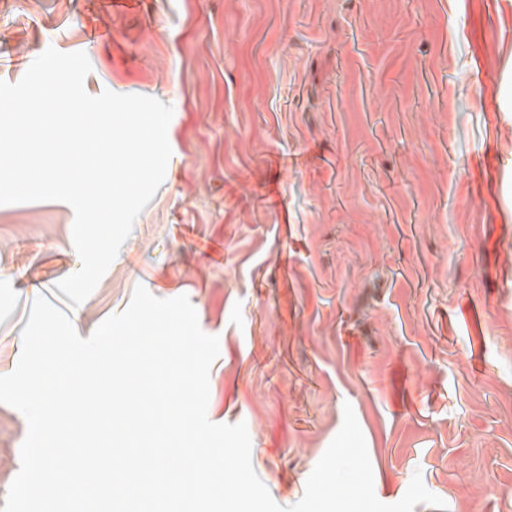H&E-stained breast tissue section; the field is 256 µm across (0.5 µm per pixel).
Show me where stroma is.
Returning <instances> with one entry per match:
<instances>
[{"label":"stroma","mask_w":512,"mask_h":512,"mask_svg":"<svg viewBox=\"0 0 512 512\" xmlns=\"http://www.w3.org/2000/svg\"><path fill=\"white\" fill-rule=\"evenodd\" d=\"M85 52L172 105L164 180L81 337L137 285L220 338L209 419L297 503L351 404L374 493L512 512V0H0V80ZM61 201L0 205V376L81 266ZM24 416L0 404V507Z\"/></svg>","instance_id":"35a3bbf8"}]
</instances>
